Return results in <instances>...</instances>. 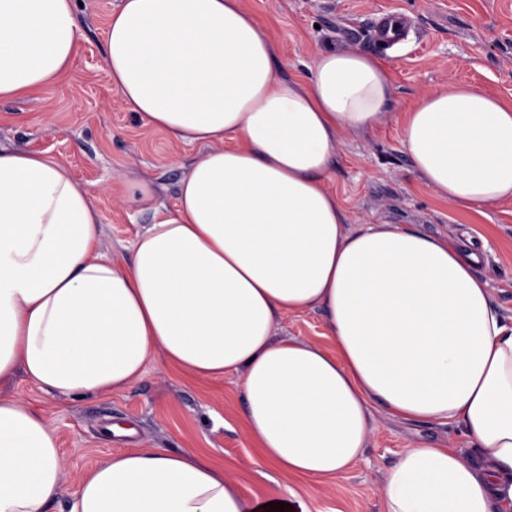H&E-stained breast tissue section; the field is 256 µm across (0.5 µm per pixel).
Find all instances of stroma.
I'll return each mask as SVG.
<instances>
[{"mask_svg": "<svg viewBox=\"0 0 512 512\" xmlns=\"http://www.w3.org/2000/svg\"><path fill=\"white\" fill-rule=\"evenodd\" d=\"M79 49L57 82L0 99V146L40 152L64 163L93 190L103 222V254L130 258V244L153 223L133 195L148 188L173 209L180 180L200 152L146 127L122 101L105 65V32L119 0H82ZM277 49V72L308 78L321 51L355 50L381 58L393 99L373 128L346 135L326 176L352 224L418 231L435 237L468 233L479 252L475 274L512 318V201L472 210L456 207L426 185L404 145L407 112L433 88L471 85L512 99V0H244ZM386 13L413 23L410 39L387 47L375 33ZM284 336L330 347L325 316L285 318ZM5 393L41 410L56 431L65 469L47 512H71L78 480L98 462L136 448L191 449L221 465L247 496L293 489L309 512H384L377 493L400 454L426 442L465 448L461 424L403 421L374 411L363 456L328 485L258 472L257 450L240 415L241 379L194 380L153 357L128 389L98 396L59 397L17 375Z\"/></svg>", "mask_w": 512, "mask_h": 512, "instance_id": "1", "label": "stroma"}]
</instances>
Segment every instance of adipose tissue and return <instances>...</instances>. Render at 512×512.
<instances>
[{"label": "adipose tissue", "mask_w": 512, "mask_h": 512, "mask_svg": "<svg viewBox=\"0 0 512 512\" xmlns=\"http://www.w3.org/2000/svg\"><path fill=\"white\" fill-rule=\"evenodd\" d=\"M74 0H0V98L58 79L78 50ZM113 87L145 125L200 146L173 211L131 262L98 253L96 195L42 154L0 148V385L106 394L153 356L201 379L242 376L257 466L323 483L358 460L373 409L463 424L470 449L408 448L386 512H512V325L452 240L351 226L326 173L341 138L391 101L384 63L322 52L307 81L242 0H120ZM404 143L428 186L470 208L512 198V101L428 93ZM323 310L336 350L281 336ZM64 463L54 428L0 394V512H45ZM195 451L138 448L94 466L71 512H265Z\"/></svg>", "instance_id": "obj_1"}]
</instances>
